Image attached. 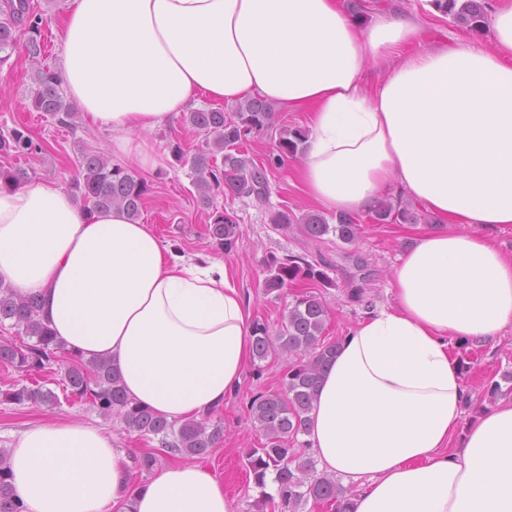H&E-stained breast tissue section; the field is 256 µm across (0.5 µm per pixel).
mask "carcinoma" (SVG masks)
I'll return each instance as SVG.
<instances>
[{"label":"carcinoma","instance_id":"cac0c4a2","mask_svg":"<svg viewBox=\"0 0 512 512\" xmlns=\"http://www.w3.org/2000/svg\"><path fill=\"white\" fill-rule=\"evenodd\" d=\"M431 6L453 22L480 29L487 20V0H431ZM0 63L9 59L7 51L22 44L33 60L44 53L42 29L47 19L36 12L29 0H4L0 7ZM31 104L37 112L58 124L75 128L78 112L64 99L57 72L49 67L38 71ZM184 121L203 135V144L194 154L186 152L173 141L169 152L176 164L192 173L197 204L209 210L208 237L213 244L228 249L240 236L234 215L213 208L215 196L224 193L238 198H251L264 203L269 194L268 168L280 166L284 160L303 152L306 132L300 128L276 127L275 112L270 104L257 97L248 98L229 113L217 109H194L183 115ZM278 132L277 153L267 163L257 164L242 151L249 139ZM43 150L23 129L14 128L0 135V153L26 157ZM28 178L27 171L0 165V188L15 187ZM73 189L85 207L92 210L118 207L130 220L140 217L144 201L151 192L148 182L131 168L112 163L98 154H87L80 163V172ZM270 223L281 229L296 224L313 239L328 234L343 243L356 236L357 218L334 214L326 218L319 213L300 217L286 210L273 211ZM378 224H414L419 214L399 199L383 197L372 211ZM266 292L273 293L297 281L328 282L325 272L302 255L272 256L267 261ZM328 308L321 296L305 293L296 297L283 316L277 333H270L267 324H255L253 355L258 360L280 355L287 361L282 391L261 394L249 406V416L262 431L260 446L244 449V461L259 498L253 502L256 512L278 506L281 512H298L310 500L328 504L332 512H350V496L336 476L320 473L313 456L308 453L309 441H298L307 434V414L329 362L336 352V342L324 336ZM11 321L15 333L23 338L16 342L0 336V364L9 365L26 376L50 372L59 367L63 394L68 400L89 403L102 415L117 413L127 429L140 435L158 438L161 450L190 457H203L224 439V422L209 413L200 419L171 422L149 408L138 405L126 396L119 376L105 359H85L69 355L58 345L50 327L40 317V301L35 296L21 297L0 285V324ZM0 403L22 406L60 405L50 389L40 386L12 385L0 389ZM273 475L278 496L266 492V476ZM15 498L8 468V450L0 449V512H21Z\"/></svg>","mask_w":512,"mask_h":512}]
</instances>
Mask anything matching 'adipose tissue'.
Instances as JSON below:
<instances>
[{
    "instance_id": "obj_1",
    "label": "adipose tissue",
    "mask_w": 512,
    "mask_h": 512,
    "mask_svg": "<svg viewBox=\"0 0 512 512\" xmlns=\"http://www.w3.org/2000/svg\"><path fill=\"white\" fill-rule=\"evenodd\" d=\"M58 27L62 85L116 161L154 168L144 132L197 95H258L305 113L297 177L311 201L368 213L403 194L443 223L395 266L394 305L339 338L308 438L355 487L354 512H512V399L451 445L467 393L455 343L512 324V253L490 236L512 224V0H493L489 50L414 51L417 21L365 23L340 0H69ZM377 59L391 67L373 86ZM0 283L37 296L66 351L110 360L129 398L171 421L221 410L252 358L223 259L165 246L55 182L0 191ZM9 448L23 512H236L198 463L134 482L125 449L89 422L34 423Z\"/></svg>"
}]
</instances>
